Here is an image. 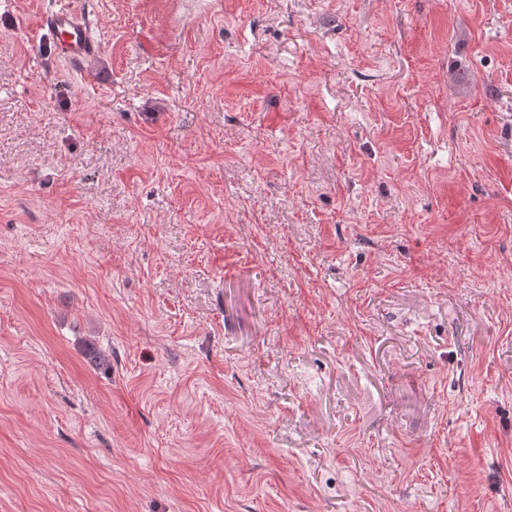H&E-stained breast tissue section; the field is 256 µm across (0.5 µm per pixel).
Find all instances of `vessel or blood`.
<instances>
[{"instance_id":"1","label":"vessel or blood","mask_w":512,"mask_h":512,"mask_svg":"<svg viewBox=\"0 0 512 512\" xmlns=\"http://www.w3.org/2000/svg\"><path fill=\"white\" fill-rule=\"evenodd\" d=\"M41 28L53 45L54 58L72 68H83L100 50L93 20L73 0H62L58 8L45 12Z\"/></svg>"}]
</instances>
